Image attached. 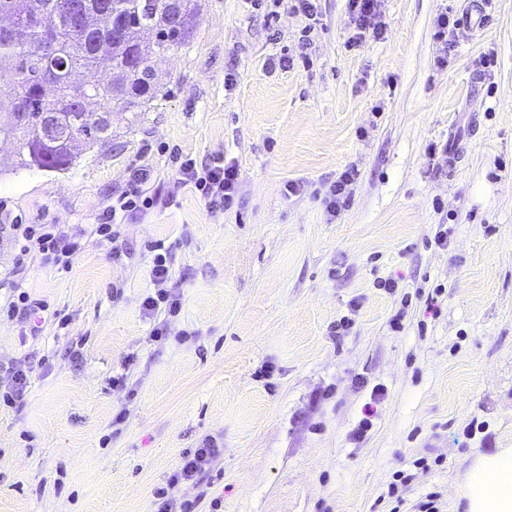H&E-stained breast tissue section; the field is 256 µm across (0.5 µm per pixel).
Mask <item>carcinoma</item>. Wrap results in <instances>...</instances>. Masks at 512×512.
<instances>
[{"label":"carcinoma","mask_w":512,"mask_h":512,"mask_svg":"<svg viewBox=\"0 0 512 512\" xmlns=\"http://www.w3.org/2000/svg\"><path fill=\"white\" fill-rule=\"evenodd\" d=\"M66 0H0V17L9 20L10 34H0V77L3 63L11 62L9 79L0 88V141L16 144L21 166L45 171H67L78 154L74 137L93 147L108 138L112 108L141 112L161 91L153 58L189 42L194 35L193 0H158L153 11L142 0H111L112 26L78 28ZM123 32L116 42L113 29ZM55 42L65 69L53 82L44 78L45 40ZM23 101L28 120L11 118L13 102ZM45 112L63 114L62 131L55 141L42 134Z\"/></svg>","instance_id":"carcinoma-1"}]
</instances>
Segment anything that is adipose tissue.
I'll return each mask as SVG.
<instances>
[{"label":"adipose tissue","mask_w":512,"mask_h":512,"mask_svg":"<svg viewBox=\"0 0 512 512\" xmlns=\"http://www.w3.org/2000/svg\"><path fill=\"white\" fill-rule=\"evenodd\" d=\"M466 512H512V448L477 456L463 486Z\"/></svg>","instance_id":"1"}]
</instances>
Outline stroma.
<instances>
[{
    "label": "stroma",
    "instance_id": "35a3bbf8",
    "mask_svg": "<svg viewBox=\"0 0 512 512\" xmlns=\"http://www.w3.org/2000/svg\"><path fill=\"white\" fill-rule=\"evenodd\" d=\"M463 2L383 0L385 35L352 48L347 0H319L306 42L285 2L194 0V37L156 60L162 94L113 112L110 143L65 172L0 144V290L57 315L35 335L0 316V362L31 367L0 405V512H155L206 438L220 454L174 490L206 494L202 512H383L399 471L406 505L435 491L465 512L474 457L512 448V0L456 26L437 67L436 19ZM175 153L237 165L238 204L178 187ZM145 162L158 204L93 235ZM351 166L328 221L318 191ZM17 215L76 234L70 270L18 267ZM156 244L182 302L162 339L142 308Z\"/></svg>",
    "mask_w": 512,
    "mask_h": 512
}]
</instances>
